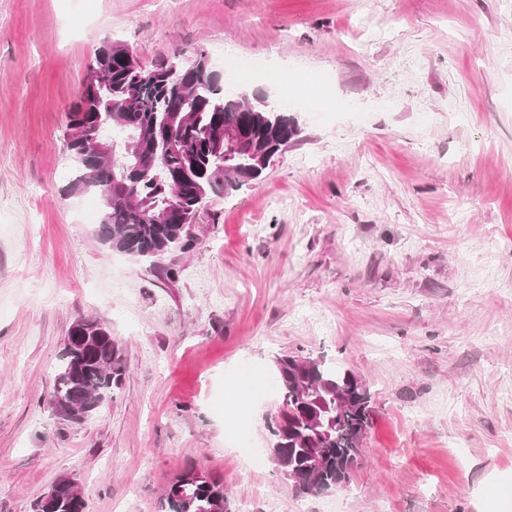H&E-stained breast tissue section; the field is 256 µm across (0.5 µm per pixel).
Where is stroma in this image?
<instances>
[{
  "label": "stroma",
  "mask_w": 512,
  "mask_h": 512,
  "mask_svg": "<svg viewBox=\"0 0 512 512\" xmlns=\"http://www.w3.org/2000/svg\"><path fill=\"white\" fill-rule=\"evenodd\" d=\"M146 66L205 52L226 95L297 138L211 196L193 248L103 245L70 191L66 113L101 41ZM106 323L128 376L91 421L50 399L70 325ZM313 356L372 395L349 487L284 483L273 360ZM255 408L241 473L232 390ZM230 512H512V0H0V512L72 476L87 512H162L187 467Z\"/></svg>",
  "instance_id": "stroma-1"
}]
</instances>
